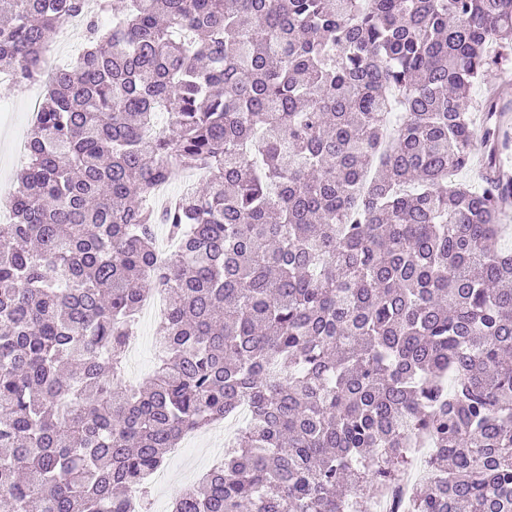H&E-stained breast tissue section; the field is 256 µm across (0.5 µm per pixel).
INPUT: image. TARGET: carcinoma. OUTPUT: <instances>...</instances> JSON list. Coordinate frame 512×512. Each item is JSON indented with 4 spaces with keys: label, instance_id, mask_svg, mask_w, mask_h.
<instances>
[{
    "label": "carcinoma",
    "instance_id": "1",
    "mask_svg": "<svg viewBox=\"0 0 512 512\" xmlns=\"http://www.w3.org/2000/svg\"><path fill=\"white\" fill-rule=\"evenodd\" d=\"M0 0L45 81L0 224V512H132L191 431L249 408L172 512H512V250L495 247L512 0ZM72 16L86 43L46 70ZM483 158L480 189L456 173ZM206 189L161 212L179 172ZM166 315L126 384L138 313ZM488 86L509 87L510 93L501 101V107L508 115L504 122L502 131L510 127L512 136V54L507 59L501 60L497 65L491 67L487 72L485 81L482 84L474 86L469 92L470 112L476 121L481 118L480 102L487 93Z\"/></svg>",
    "mask_w": 512,
    "mask_h": 512
}]
</instances>
